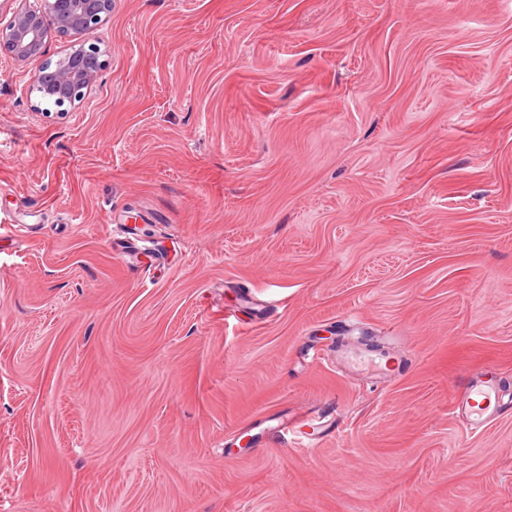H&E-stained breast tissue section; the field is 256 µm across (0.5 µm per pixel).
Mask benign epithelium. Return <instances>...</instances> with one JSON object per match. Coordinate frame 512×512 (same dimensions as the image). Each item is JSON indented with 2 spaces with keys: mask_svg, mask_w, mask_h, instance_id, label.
Masks as SVG:
<instances>
[{
  "mask_svg": "<svg viewBox=\"0 0 512 512\" xmlns=\"http://www.w3.org/2000/svg\"><path fill=\"white\" fill-rule=\"evenodd\" d=\"M7 23L0 25V45L11 49L18 60L43 53L44 18L53 17L57 33L93 32L112 10V0H14ZM105 51L95 43L81 45L56 61L44 63L27 88L37 102H52L73 109L92 87L105 65Z\"/></svg>",
  "mask_w": 512,
  "mask_h": 512,
  "instance_id": "7a95c632",
  "label": "benign epithelium"
}]
</instances>
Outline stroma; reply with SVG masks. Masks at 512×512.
<instances>
[{
	"mask_svg": "<svg viewBox=\"0 0 512 512\" xmlns=\"http://www.w3.org/2000/svg\"><path fill=\"white\" fill-rule=\"evenodd\" d=\"M45 28L0 48V512H512V415L456 407L488 367L512 395V0ZM105 53L99 45L90 43L71 50L55 62L44 63L32 77L27 94L37 103L53 102L61 113L75 108L104 67ZM338 421L336 419L332 421L323 422L320 416H316L314 412L310 410H302L299 414H296L291 419H288L286 422L281 423L280 431L285 435H295L300 441L299 446L304 448H311L315 444L304 442L303 437L313 441L317 438V433H315V428H322L328 431L327 434H332L336 428H338ZM303 428H312L311 431L304 430Z\"/></svg>",
	"mask_w": 512,
	"mask_h": 512,
	"instance_id": "stroma-1",
	"label": "stroma"
}]
</instances>
